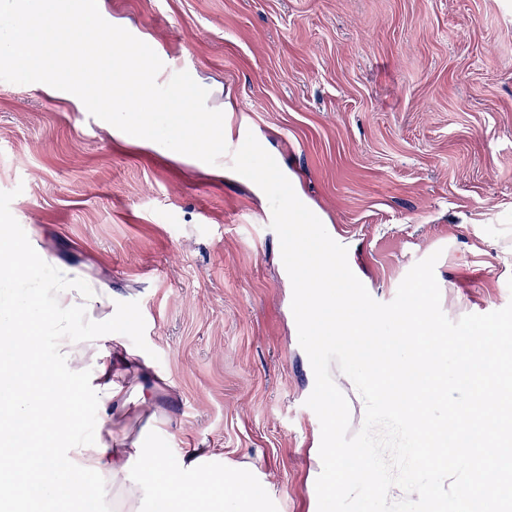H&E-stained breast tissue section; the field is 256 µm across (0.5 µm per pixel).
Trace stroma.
I'll return each mask as SVG.
<instances>
[{
  "instance_id": "1",
  "label": "stroma",
  "mask_w": 512,
  "mask_h": 512,
  "mask_svg": "<svg viewBox=\"0 0 512 512\" xmlns=\"http://www.w3.org/2000/svg\"><path fill=\"white\" fill-rule=\"evenodd\" d=\"M187 55L225 137L252 132L391 302L439 253L453 321L512 302V0H101ZM264 192L120 138L66 92L0 81V219L112 287L125 340L166 384L146 435L253 466L275 512H318L321 426Z\"/></svg>"
}]
</instances>
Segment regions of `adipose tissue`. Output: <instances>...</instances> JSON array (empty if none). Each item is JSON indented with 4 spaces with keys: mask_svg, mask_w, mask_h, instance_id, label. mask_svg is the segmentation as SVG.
Listing matches in <instances>:
<instances>
[{
    "mask_svg": "<svg viewBox=\"0 0 512 512\" xmlns=\"http://www.w3.org/2000/svg\"><path fill=\"white\" fill-rule=\"evenodd\" d=\"M0 284L20 290L0 303V454L10 460L9 472L35 473L19 495L0 500V512L47 501L98 512L115 486L125 489L127 512H139L135 473L155 487L150 512H269L249 470H209L202 449H188L172 471L144 438L115 447L113 413L126 408L127 383L144 372L112 318L111 286L36 248L6 221ZM85 400L104 422L91 438L78 413Z\"/></svg>",
    "mask_w": 512,
    "mask_h": 512,
    "instance_id": "ef3b65f1",
    "label": "adipose tissue"
}]
</instances>
